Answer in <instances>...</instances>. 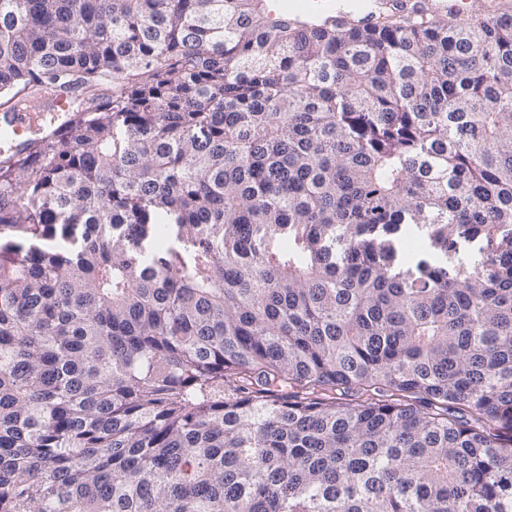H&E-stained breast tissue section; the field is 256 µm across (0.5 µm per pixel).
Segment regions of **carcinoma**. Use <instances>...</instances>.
Instances as JSON below:
<instances>
[{
	"instance_id": "cac0c4a2",
	"label": "carcinoma",
	"mask_w": 512,
	"mask_h": 512,
	"mask_svg": "<svg viewBox=\"0 0 512 512\" xmlns=\"http://www.w3.org/2000/svg\"><path fill=\"white\" fill-rule=\"evenodd\" d=\"M74 89L0 157V512H512V13L0 0L3 104Z\"/></svg>"
}]
</instances>
